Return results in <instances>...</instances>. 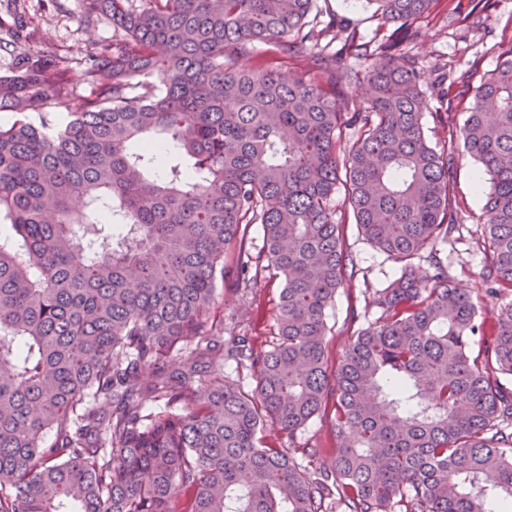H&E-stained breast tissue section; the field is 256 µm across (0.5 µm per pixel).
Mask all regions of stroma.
I'll return each mask as SVG.
<instances>
[{"mask_svg":"<svg viewBox=\"0 0 512 512\" xmlns=\"http://www.w3.org/2000/svg\"><path fill=\"white\" fill-rule=\"evenodd\" d=\"M471 0H439L437 12L416 22L417 38L407 44L423 75V93L427 102L422 123L432 144L444 145L447 135L436 120L445 102L434 84L439 67H447L450 77L468 78L478 87L483 76L493 70L502 52L512 49V0H490L480 15L479 24L448 21L449 13L467 14ZM318 22L337 18L371 39L381 25L366 0H316ZM111 17L92 9L90 0H0V76L13 70L20 51L45 52L67 57L69 109L82 111L93 96L85 76V61L96 46L111 43ZM480 165L464 153H456L453 170L454 198L460 204L459 230L450 242L441 245L448 261V273L456 282L474 291V300L483 318L494 319L504 304L512 302V293L490 294L483 276L489 263L485 242L482 206L477 188ZM346 243L353 255L357 274L341 288L330 311L328 325V363L337 366L351 336L378 312L372 307L374 289L383 288L400 273V263L367 242L354 222H346ZM282 281L264 278L257 286V309L242 310L238 298L222 291L211 309V321L221 324L230 313L242 310L249 323L248 334L256 346L269 347L278 340L276 315Z\"/></svg>","mask_w":512,"mask_h":512,"instance_id":"obj_1","label":"stroma"}]
</instances>
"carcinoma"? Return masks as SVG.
<instances>
[{"label": "carcinoma", "mask_w": 512, "mask_h": 512, "mask_svg": "<svg viewBox=\"0 0 512 512\" xmlns=\"http://www.w3.org/2000/svg\"><path fill=\"white\" fill-rule=\"evenodd\" d=\"M93 2L116 35L88 55L83 111L52 130L30 119L68 107L62 57L23 53L0 77L15 115L0 126V512L511 503L512 390L492 374L512 376V303L486 324L438 245L458 231L457 136L486 175V292L512 289V51L461 127L441 118L438 149L404 48L437 0H366L391 26L374 43L311 26L314 0ZM292 58L306 65L283 72ZM359 78L368 98L341 97ZM340 190L402 267L332 370L328 312L355 274ZM268 272L283 282L276 346L256 347L239 314L209 324L218 286L250 305ZM330 402L336 448L310 470L321 450L294 439Z\"/></svg>", "instance_id": "obj_1"}]
</instances>
